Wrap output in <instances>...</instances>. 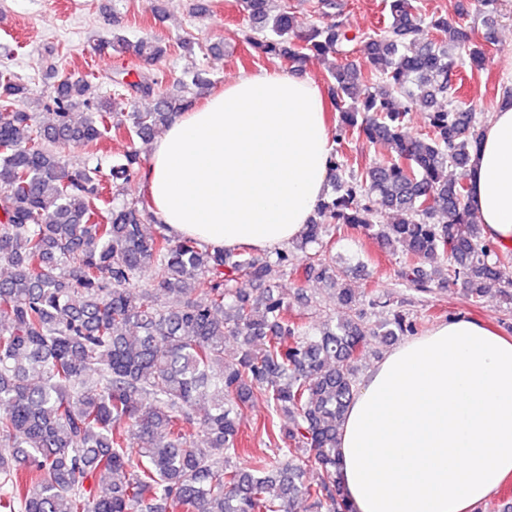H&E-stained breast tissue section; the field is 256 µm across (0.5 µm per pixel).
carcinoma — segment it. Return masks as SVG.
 <instances>
[{
	"label": "carcinoma",
	"instance_id": "cac0c4a2",
	"mask_svg": "<svg viewBox=\"0 0 512 512\" xmlns=\"http://www.w3.org/2000/svg\"><path fill=\"white\" fill-rule=\"evenodd\" d=\"M240 4L250 22L242 40L257 55L293 66L311 54L335 60L332 192L295 249L325 248L331 221L400 251L405 288L430 291L428 266L442 261L444 284L464 280L470 304L495 285L511 302L512 251L487 243L468 207L481 126L456 99L459 51L483 64L471 34L433 17L444 37L417 41L415 0H386L389 22L369 35L340 21L299 32L287 7L271 17L268 0ZM477 6L493 26L499 0ZM129 49L146 66L167 51L152 40L91 45L98 55ZM50 74L57 85L42 123L28 85L0 76V266L10 269L0 278V512H296L301 498L314 512H354L339 482V435L355 361L368 336L412 335L416 322L393 310L370 333L355 312L313 333L272 282L288 270L334 282L335 265L319 258L298 268L287 250L259 260L147 236L141 224L154 217L144 202L111 204L139 175L138 150L110 168V199L101 163L75 168L62 155L114 130L150 141L212 85L206 71L173 92L143 77L132 88L154 104L126 123L89 82L54 66ZM416 99L428 112L422 138L405 131ZM352 139L389 155L349 172L343 145ZM382 210L394 222L377 223ZM147 272L150 294L138 290ZM242 278L262 292L237 288ZM228 339L240 348L226 357ZM259 397L271 408L268 439L288 443L262 455L242 447L239 425ZM312 465L320 477L306 483Z\"/></svg>",
	"mask_w": 512,
	"mask_h": 512
}]
</instances>
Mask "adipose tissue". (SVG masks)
Wrapping results in <instances>:
<instances>
[{
    "mask_svg": "<svg viewBox=\"0 0 512 512\" xmlns=\"http://www.w3.org/2000/svg\"><path fill=\"white\" fill-rule=\"evenodd\" d=\"M467 171L469 205L512 248V58ZM314 81L265 70L225 84L152 143L142 181L174 238L271 251L300 238L330 175L332 131ZM354 512H477L512 477V337L459 312L390 350L341 427Z\"/></svg>",
    "mask_w": 512,
    "mask_h": 512,
    "instance_id": "1",
    "label": "adipose tissue"
}]
</instances>
